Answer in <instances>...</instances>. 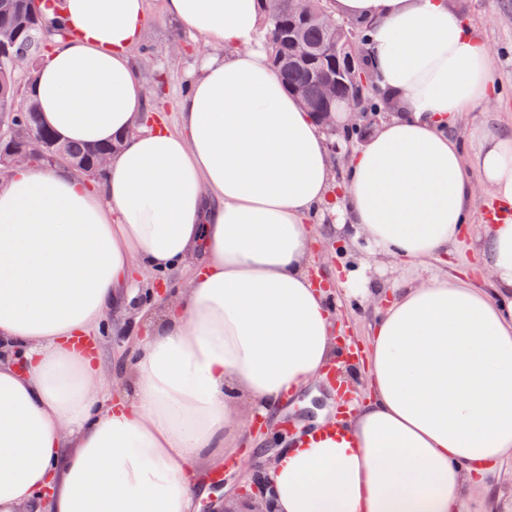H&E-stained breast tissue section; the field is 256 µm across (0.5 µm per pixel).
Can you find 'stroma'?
Returning <instances> with one entry per match:
<instances>
[{"instance_id": "35a3bbf8", "label": "stroma", "mask_w": 512, "mask_h": 512, "mask_svg": "<svg viewBox=\"0 0 512 512\" xmlns=\"http://www.w3.org/2000/svg\"><path fill=\"white\" fill-rule=\"evenodd\" d=\"M463 14L473 34L485 43L492 59L499 86L498 96L487 103L470 106L456 121L453 133L463 142L467 151H475L477 144L471 132L477 128L496 127L512 132V0H450ZM223 45L206 41L186 30L177 21L166 18L160 9V0H148V14L141 48L135 49V63H142L145 55H152L154 65L144 68L147 102L159 108L169 121H176L178 101L188 82L187 74L195 62L205 55L223 54ZM496 204L489 190L473 181L468 201L469 224L458 247L431 263L433 272H445L483 280L486 273L478 267L480 237L483 222ZM333 204L315 221L316 239L321 247L317 272L333 283L334 301L348 319L347 330L359 342L365 341L368 323L374 313L372 298L352 290V275H363L371 290L395 283L413 280L415 273L401 260L369 251L363 244L353 243L346 228L336 222ZM159 297L142 295L137 308L108 314L94 338L97 363L101 367L109 392L124 388L125 367L130 347L136 337L148 335L150 326L142 316V309L157 307ZM335 400L323 384L314 382L304 388L288 406L286 420L308 425L323 412H332ZM272 438L262 432L247 435L242 454L253 455V471L227 472L220 485H210L209 495L199 501L196 512H218V500H239L242 512H251L253 505L241 498V487L249 483L254 473L262 472L265 449L274 448Z\"/></svg>"}]
</instances>
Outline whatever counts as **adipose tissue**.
Wrapping results in <instances>:
<instances>
[{"instance_id": "adipose-tissue-1", "label": "adipose tissue", "mask_w": 512, "mask_h": 512, "mask_svg": "<svg viewBox=\"0 0 512 512\" xmlns=\"http://www.w3.org/2000/svg\"><path fill=\"white\" fill-rule=\"evenodd\" d=\"M51 36L31 94L61 141L121 140L106 180L28 164L0 184V512H191L202 466L234 452L244 399L266 417L343 365L336 312L314 285L311 217L333 187L315 115L260 42L258 0H161L224 44L179 121L150 116L132 53L147 0H38ZM364 24L365 55L398 114L352 150L354 238L424 269L457 245L470 172L498 203L481 235L490 289L443 275L389 288L366 346L364 397L284 435L274 512H471L512 457V136L449 120L497 92L484 44L449 0H332ZM175 303L146 310L127 393H103L82 341L127 288L184 265Z\"/></svg>"}]
</instances>
